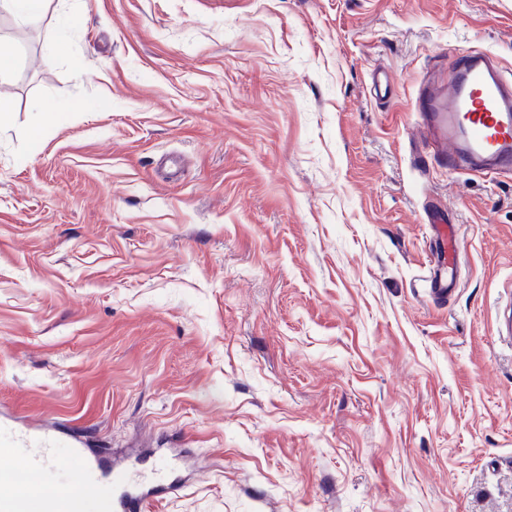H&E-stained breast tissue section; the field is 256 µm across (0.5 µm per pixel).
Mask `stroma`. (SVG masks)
Masks as SVG:
<instances>
[{
    "label": "stroma",
    "mask_w": 512,
    "mask_h": 512,
    "mask_svg": "<svg viewBox=\"0 0 512 512\" xmlns=\"http://www.w3.org/2000/svg\"><path fill=\"white\" fill-rule=\"evenodd\" d=\"M0 48L1 421L153 512H512V177L413 134L460 54L512 74V0H48ZM430 226L436 241L441 245V253L448 249V267L438 264L436 269L433 268L430 276V287L437 295L450 294L457 286L454 270L451 266L456 265L460 250L461 239L458 233V225L430 224ZM71 455L82 468L86 479L91 483H98L100 479L110 476L112 473L113 485L124 488L119 501L121 512H139L147 503L140 495L138 483L126 469L117 467L112 458L106 454L89 455L82 448L79 440L68 443Z\"/></svg>",
    "instance_id": "stroma-1"
}]
</instances>
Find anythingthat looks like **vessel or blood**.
Returning <instances> with one entry per match:
<instances>
[{"instance_id":"b4317fda","label":"vessel or blood","mask_w":512,"mask_h":512,"mask_svg":"<svg viewBox=\"0 0 512 512\" xmlns=\"http://www.w3.org/2000/svg\"><path fill=\"white\" fill-rule=\"evenodd\" d=\"M418 108L423 135L434 156L449 169L464 168L486 177L512 171V81L504 78L489 55L473 51L458 57L447 83L423 86ZM432 230L448 252V264L433 270L430 286L435 294H449L457 286L453 267L461 244L458 227L436 224ZM57 444V437L43 429H0V455L41 474L55 468ZM70 448L89 482L108 477L122 486L121 512H142L146 501L129 471L117 467L108 455L87 454L80 441H71ZM81 503L78 494L43 484L33 490L0 491V512H81Z\"/></svg>"}]
</instances>
